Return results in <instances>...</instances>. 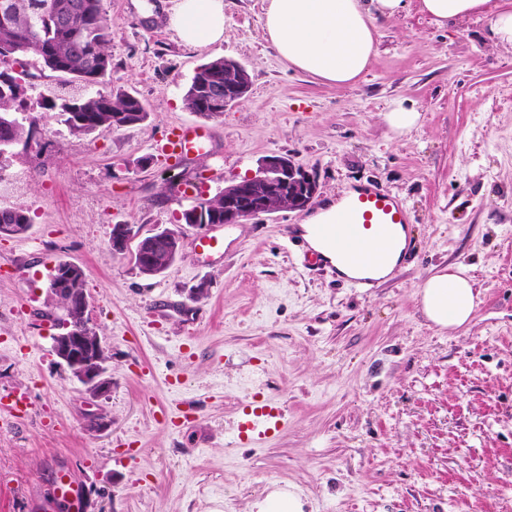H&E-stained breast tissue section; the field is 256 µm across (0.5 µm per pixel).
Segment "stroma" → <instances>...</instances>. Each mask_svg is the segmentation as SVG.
Here are the masks:
<instances>
[{
    "label": "stroma",
    "instance_id": "35a3bbf8",
    "mask_svg": "<svg viewBox=\"0 0 512 512\" xmlns=\"http://www.w3.org/2000/svg\"><path fill=\"white\" fill-rule=\"evenodd\" d=\"M267 4L224 0L219 53L251 87L205 118L184 95L208 51L172 28L174 0H103L100 86L137 96L148 119L76 137L44 117L38 146L15 147L0 172V208L31 218L0 238V394L29 398L26 415L0 416V512L49 498L63 466L85 484L86 512H251L288 483L305 512H512V51L493 45L490 14L445 28L406 0L380 23L371 66L339 89L280 58ZM398 101L421 114L400 139L382 120ZM181 124L207 127L211 145L173 165L154 144ZM274 155L316 176L313 206L359 184L403 202L408 246L388 279L359 289L305 266L303 211L220 227L223 256L193 250L183 184L210 198ZM116 224L180 231V258L141 274L113 253ZM58 257L87 275L112 380L102 397L52 352ZM453 264L469 267L480 304L441 332L415 293ZM255 399L287 422L246 446L236 427Z\"/></svg>",
    "mask_w": 512,
    "mask_h": 512
}]
</instances>
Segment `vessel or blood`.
I'll list each match as a JSON object with an SVG mask.
<instances>
[{
    "instance_id": "b4317fda",
    "label": "vessel or blood",
    "mask_w": 512,
    "mask_h": 512,
    "mask_svg": "<svg viewBox=\"0 0 512 512\" xmlns=\"http://www.w3.org/2000/svg\"><path fill=\"white\" fill-rule=\"evenodd\" d=\"M208 138L206 128L182 125L172 130L161 150L174 160L199 156L204 154ZM407 222L408 215L401 200L365 185L356 197L337 209L329 223L315 225L314 233L334 242L337 254L347 266L370 269L383 262L397 226ZM192 247L204 255L218 254L224 248V238L216 232H202L193 239ZM285 423L281 407L258 405L245 412L237 426V436L249 443H258ZM53 496L66 505L68 512H83L85 508L84 488L68 470L57 471Z\"/></svg>"
}]
</instances>
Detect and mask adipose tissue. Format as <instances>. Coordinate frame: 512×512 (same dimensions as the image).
I'll return each mask as SVG.
<instances>
[{"label":"adipose tissue","mask_w":512,"mask_h":512,"mask_svg":"<svg viewBox=\"0 0 512 512\" xmlns=\"http://www.w3.org/2000/svg\"><path fill=\"white\" fill-rule=\"evenodd\" d=\"M489 3L419 0V9L443 27L492 12L490 31L495 44L512 49V7L493 12ZM404 7V0H269L262 27L290 68L343 88L354 84L370 66L379 20L395 18ZM170 21L187 44L210 47L223 43L224 0H177ZM331 212V207H324L300 224L299 231L310 247L345 277L362 274L382 279L390 275L404 256L406 229H397L380 266L361 273L340 263L335 244L314 235V226L326 223ZM417 296L425 318L441 330L455 331L468 325L478 307V295L462 265L428 277L419 286Z\"/></svg>","instance_id":"ef3b65f1"}]
</instances>
